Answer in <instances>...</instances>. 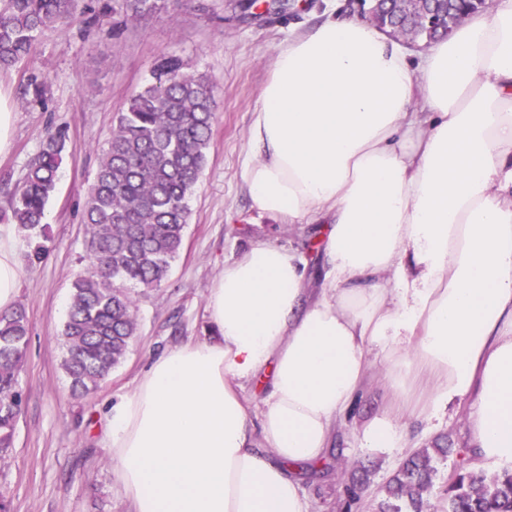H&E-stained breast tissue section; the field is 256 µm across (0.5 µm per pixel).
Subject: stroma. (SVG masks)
Instances as JSON below:
<instances>
[{"label":"stroma","mask_w":512,"mask_h":512,"mask_svg":"<svg viewBox=\"0 0 512 512\" xmlns=\"http://www.w3.org/2000/svg\"><path fill=\"white\" fill-rule=\"evenodd\" d=\"M168 0L138 21L111 27L76 24L46 32L32 55L0 71V92L15 114L13 142L0 156V207L7 186L19 181L43 140L62 130L66 155L48 210L47 252L22 268L18 307L24 308L30 340L19 371L23 411L12 451L0 463V493L10 512H133L112 472L105 447L106 412L131 393L142 373L167 348L210 336L206 300L226 261L252 242L296 249L319 272L322 227L291 224L259 213L242 178L251 152L249 131L264 83L280 47L326 20L366 21L348 0ZM181 56L191 72L217 84L215 122L207 166L189 199L183 248L155 288L135 291L139 331L123 362L91 396H72L61 368L60 330L71 283L86 272L89 229L82 221L88 187L107 148L119 112L142 90L154 60ZM42 76L41 100L25 97L31 74ZM362 397L334 428L333 445L320 466L301 473L310 512H376L382 489L400 461L440 436L471 449L469 402L446 406L425 418L420 391L424 373L411 372L407 393L396 397L385 377L379 348L368 354ZM397 414L399 447L371 452L359 431L373 416Z\"/></svg>","instance_id":"1"}]
</instances>
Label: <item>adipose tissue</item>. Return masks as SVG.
I'll list each match as a JSON object with an SVG mask.
<instances>
[{
	"label": "adipose tissue",
	"mask_w": 512,
	"mask_h": 512,
	"mask_svg": "<svg viewBox=\"0 0 512 512\" xmlns=\"http://www.w3.org/2000/svg\"><path fill=\"white\" fill-rule=\"evenodd\" d=\"M242 172L263 214L325 223L324 286L252 243L207 297L212 334L159 357L108 412L112 471L134 512H309L317 468L379 347L393 387L470 400L477 464H512V0H494L420 63L375 27L328 20L282 47ZM20 269L0 231V311ZM255 388L252 414L243 393Z\"/></svg>",
	"instance_id": "ef3b65f1"
}]
</instances>
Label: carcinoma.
I'll return each instance as SVG.
<instances>
[{"instance_id": "1", "label": "carcinoma", "mask_w": 512, "mask_h": 512, "mask_svg": "<svg viewBox=\"0 0 512 512\" xmlns=\"http://www.w3.org/2000/svg\"><path fill=\"white\" fill-rule=\"evenodd\" d=\"M121 2L127 21L162 8L163 0ZM83 15L81 0H0V68L27 59L40 34L76 24ZM215 89L207 75L187 72L180 57L163 55L118 116L84 204L92 271L74 278L61 331V367L75 396L95 391L137 336L132 290L159 286L179 256L188 199L208 161ZM65 143L61 132L47 137L0 210V221L23 233L31 267L46 251V208ZM28 340L24 309L0 314V461L13 447L22 412L18 370ZM448 452L437 443L403 461L384 488L379 512H431L434 462ZM444 495V512H512V469L488 475L470 468L460 452Z\"/></svg>"}]
</instances>
